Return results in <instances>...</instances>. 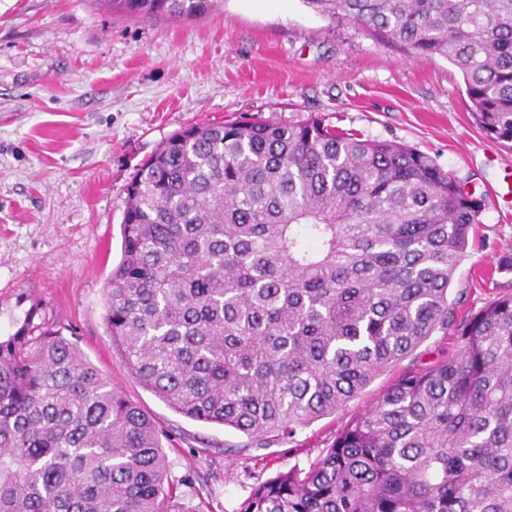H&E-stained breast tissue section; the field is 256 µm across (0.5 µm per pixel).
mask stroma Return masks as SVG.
<instances>
[{
  "instance_id": "obj_1",
  "label": "stroma",
  "mask_w": 512,
  "mask_h": 512,
  "mask_svg": "<svg viewBox=\"0 0 512 512\" xmlns=\"http://www.w3.org/2000/svg\"><path fill=\"white\" fill-rule=\"evenodd\" d=\"M312 115L413 146L485 198L449 299L471 313L512 293V273L496 269L512 253V147L476 125L448 59L334 25L303 0H224L195 19L125 17L94 0H0V340L24 326L76 340L163 430L171 476L195 475L185 497L200 512H239L257 483L308 467L395 374L267 448L175 412L129 376L105 329L126 188L189 124Z\"/></svg>"
}]
</instances>
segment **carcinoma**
<instances>
[{
    "label": "carcinoma",
    "instance_id": "carcinoma-1",
    "mask_svg": "<svg viewBox=\"0 0 512 512\" xmlns=\"http://www.w3.org/2000/svg\"><path fill=\"white\" fill-rule=\"evenodd\" d=\"M105 3L171 19L220 0ZM304 3L448 59L479 128L512 142V0ZM483 206L427 154L320 116L182 128L127 187L107 335L175 412L266 447L451 333L239 512H512V294L462 316L448 299ZM161 437L60 332L0 340V512H199ZM455 345V338L448 334V336H442L440 333L432 336L427 342H425L421 348L417 351L421 354L416 364L426 363L430 360H434L438 357V354L448 349L451 350Z\"/></svg>",
    "mask_w": 512,
    "mask_h": 512
}]
</instances>
